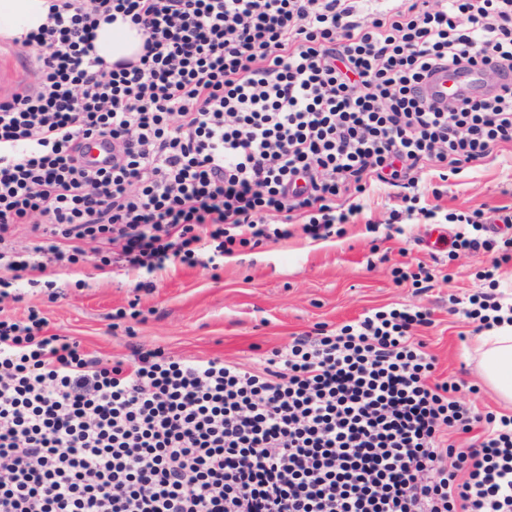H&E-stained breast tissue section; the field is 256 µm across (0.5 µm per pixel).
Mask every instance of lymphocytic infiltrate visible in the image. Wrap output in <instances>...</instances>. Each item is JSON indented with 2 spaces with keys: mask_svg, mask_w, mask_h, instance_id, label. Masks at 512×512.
<instances>
[{
  "mask_svg": "<svg viewBox=\"0 0 512 512\" xmlns=\"http://www.w3.org/2000/svg\"><path fill=\"white\" fill-rule=\"evenodd\" d=\"M143 31L138 62L94 54L100 21ZM36 87L0 103V285L67 268L152 290L167 264L219 265L235 244L312 240L348 224L341 194L401 187L389 224L463 225L452 249L492 253L512 209L438 214L418 185L512 143V0H52L11 39ZM492 73L443 108L441 68ZM107 144L105 166L85 161ZM19 224L36 237L6 245ZM470 296L483 333L512 325L495 275ZM426 309H372L294 337L254 366L131 347L112 361L0 315V512H512V416L433 381ZM475 432L470 447L449 429Z\"/></svg>",
  "mask_w": 512,
  "mask_h": 512,
  "instance_id": "lymphocytic-infiltrate-1",
  "label": "lymphocytic infiltrate"
}]
</instances>
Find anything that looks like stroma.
Listing matches in <instances>:
<instances>
[{"label":"stroma","instance_id":"stroma-1","mask_svg":"<svg viewBox=\"0 0 512 512\" xmlns=\"http://www.w3.org/2000/svg\"><path fill=\"white\" fill-rule=\"evenodd\" d=\"M422 202L441 212L512 207V144H502L461 175L431 177ZM400 188L378 184L343 196L361 204L355 223L309 240L302 231L253 249L235 247L219 268L168 265L152 291L137 290L135 275L101 273L94 265L98 241L85 240L86 260L59 273L62 295L50 300L42 285L15 282L0 297V313L23 319L43 312L50 330L72 336L102 359L128 356L131 346L163 348L186 358L221 357L244 365L319 326L337 330L372 308L394 304L429 309L433 323L420 337L435 359L434 381L458 386V398L480 412L503 414L496 392L481 374L472 324L460 304L483 288L489 253L423 245L427 225L407 223L388 234L385 221ZM425 266L441 276L429 291L396 284L398 266Z\"/></svg>","mask_w":512,"mask_h":512}]
</instances>
